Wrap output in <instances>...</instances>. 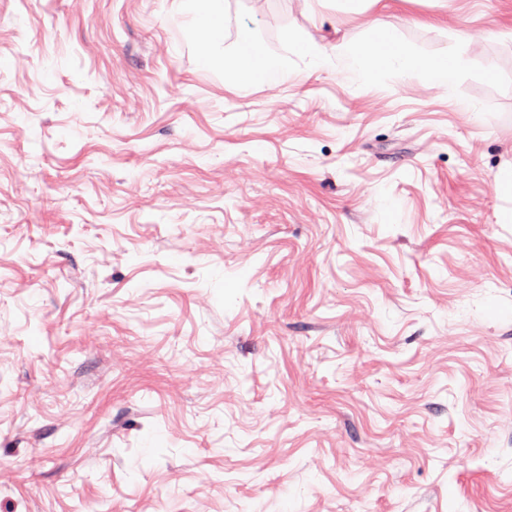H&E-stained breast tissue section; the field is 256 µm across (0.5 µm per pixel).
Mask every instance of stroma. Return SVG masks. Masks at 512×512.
I'll list each match as a JSON object with an SVG mask.
<instances>
[{"label":"stroma","instance_id":"stroma-1","mask_svg":"<svg viewBox=\"0 0 512 512\" xmlns=\"http://www.w3.org/2000/svg\"><path fill=\"white\" fill-rule=\"evenodd\" d=\"M197 8L0 0V512H512V0ZM200 9L193 24L189 28V33L194 31H203L207 34L204 41L200 43L201 57L204 63L210 58V45L221 35V18L223 15V6L221 0H199ZM341 56L346 70L364 82L371 81L380 70H387L401 79L423 72L433 83L451 89L459 74L456 58L432 62L415 55L401 44L393 31L386 29L378 31L377 38L370 44L346 46ZM224 68L234 71L242 86H248L253 79L273 86L288 81V69L283 59L251 41L243 42L234 58L226 60L225 57Z\"/></svg>","mask_w":512,"mask_h":512}]
</instances>
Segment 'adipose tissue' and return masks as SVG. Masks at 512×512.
Returning a JSON list of instances; mask_svg holds the SVG:
<instances>
[{
  "label": "adipose tissue",
  "instance_id": "ef3b65f1",
  "mask_svg": "<svg viewBox=\"0 0 512 512\" xmlns=\"http://www.w3.org/2000/svg\"><path fill=\"white\" fill-rule=\"evenodd\" d=\"M341 55L346 70L365 82L371 81L381 70L389 71L401 79L421 72L433 83L449 89L456 84L459 74L456 58L433 62L415 55L401 44L393 31L386 29L379 31L372 43L346 46ZM224 66L234 71L244 85L254 79L273 86L288 80V70L283 59L251 41L243 42L235 57L226 60Z\"/></svg>",
  "mask_w": 512,
  "mask_h": 512
}]
</instances>
